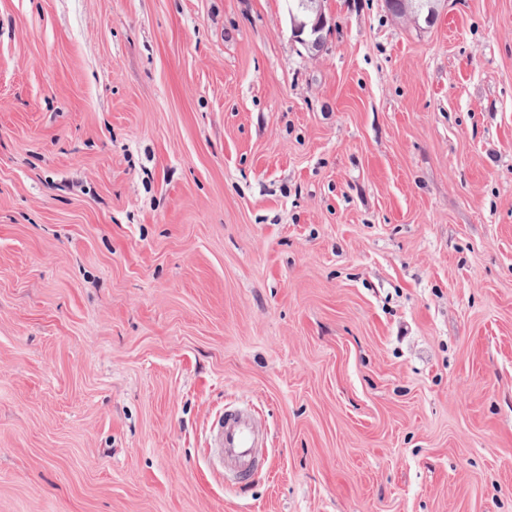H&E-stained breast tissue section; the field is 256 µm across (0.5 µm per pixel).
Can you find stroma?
Wrapping results in <instances>:
<instances>
[{"label": "stroma", "mask_w": 512, "mask_h": 512, "mask_svg": "<svg viewBox=\"0 0 512 512\" xmlns=\"http://www.w3.org/2000/svg\"><path fill=\"white\" fill-rule=\"evenodd\" d=\"M321 5L0 0V512H512V0ZM320 2V0H300L301 7L296 10L292 5L288 6L295 37L303 44H311V47H318L322 41L324 18ZM255 429L247 408L227 405L214 417L210 426L209 452L220 473L249 482L258 462L252 457Z\"/></svg>", "instance_id": "35a3bbf8"}]
</instances>
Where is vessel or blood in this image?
<instances>
[{
    "label": "vessel or blood",
    "mask_w": 512,
    "mask_h": 512,
    "mask_svg": "<svg viewBox=\"0 0 512 512\" xmlns=\"http://www.w3.org/2000/svg\"><path fill=\"white\" fill-rule=\"evenodd\" d=\"M255 429L247 408L228 405L214 417L210 426L209 452L220 472L248 483L257 466L251 449Z\"/></svg>",
    "instance_id": "obj_1"
}]
</instances>
